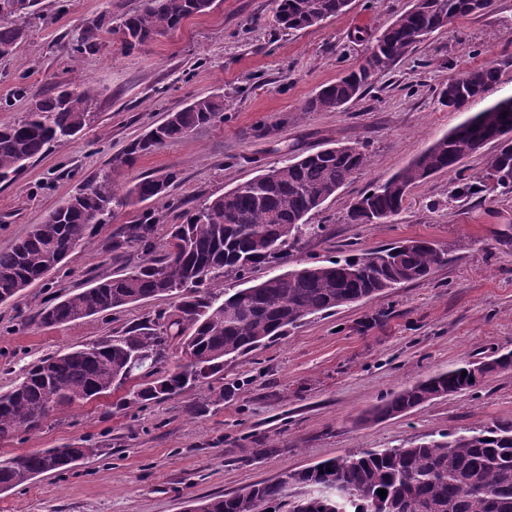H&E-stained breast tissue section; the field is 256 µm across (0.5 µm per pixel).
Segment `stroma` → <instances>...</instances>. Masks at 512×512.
Returning <instances> with one entry per match:
<instances>
[{
	"instance_id": "35a3bbf8",
	"label": "stroma",
	"mask_w": 512,
	"mask_h": 512,
	"mask_svg": "<svg viewBox=\"0 0 512 512\" xmlns=\"http://www.w3.org/2000/svg\"><path fill=\"white\" fill-rule=\"evenodd\" d=\"M141 0H41L17 53L0 59V126L14 123L36 97L84 80L99 94L87 127L31 159L0 183V250L9 248L167 113L194 97L220 93L224 116L114 169L124 183L162 169L178 210L160 209L158 231L183 211L223 194L284 157L360 143L368 165L311 217L324 225L295 260L339 259L411 238L448 249V262L424 281L305 319L288 336L224 364L235 394L192 415L204 392L121 407V392L50 417L40 430L0 438V457L46 448H92L95 456L58 474L0 491V512H186L191 499L232 494L282 472L424 435L512 419V369L478 389L438 398L402 416L364 421L365 412L414 381L464 359L512 351V195L453 193L455 178L486 175L487 151L465 158L458 176L435 175L413 188L386 224H350L364 190L405 167L434 141L495 102L512 97V0L455 20L431 34L359 101L329 112L303 106L319 88L358 67L371 41L411 0H351L346 12L288 31L274 0H214L174 32L125 53L118 34L100 30L97 49L71 62L67 49L100 18L119 17ZM495 64L500 79L485 98L458 111L438 90L449 76ZM138 206L115 210L92 244L19 297L0 303V390L19 383L35 361L112 335L171 311L154 298L59 326L36 315L50 299L121 274L135 256L108 251Z\"/></svg>"
}]
</instances>
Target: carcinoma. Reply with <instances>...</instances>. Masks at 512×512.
I'll use <instances>...</instances> for the list:
<instances>
[{
  "mask_svg": "<svg viewBox=\"0 0 512 512\" xmlns=\"http://www.w3.org/2000/svg\"><path fill=\"white\" fill-rule=\"evenodd\" d=\"M38 0H0V57L15 54L27 23L39 17ZM214 0H142L120 17L113 32L131 52L175 31L186 18L206 12ZM351 0H275V19L303 29L342 14ZM479 13L476 0H413L412 6L372 42L358 70L323 86L304 105L306 112L332 111L362 98L375 75L413 54L424 38L454 20ZM493 64L467 70L439 91L443 106L458 110L498 82ZM97 94L86 81L35 100L14 124L0 129V182H10L26 162L52 143L67 140L90 122ZM224 111V96H198L167 113L162 123L113 159L130 165L162 145L185 138ZM487 176L512 194V98L477 113L442 136L409 165L362 192L347 212L350 224H385L402 210L411 188L439 173H451L487 144ZM359 143L338 144L287 158L233 189L206 199L169 225L164 254L155 251V212L112 237V251L141 253L129 271L100 278L60 296L39 311L43 326L107 313L156 297L175 299L169 315L128 325L111 336L31 364L22 381L0 393V437L20 428L36 430L58 411L134 385L123 405L164 399L187 387L210 385L224 362L288 334L316 314L372 299L400 285L418 282L448 262V250L427 240H407L360 250L343 259L300 263L229 293L224 275L248 278L260 265L287 262L288 249L324 230L310 216L336 195L345 181L366 167ZM177 172L156 171L119 191L112 173L96 174L29 234L0 251V303L42 282L68 254L88 242L95 226L116 207L165 202ZM459 364L418 380L382 400L374 420L400 416L436 398L474 390L481 382ZM467 376H462V372ZM232 389H210L192 408L195 415L218 405ZM66 448H48L0 458V491L73 467ZM325 472H320V469ZM387 490V497L378 490ZM512 512V421L428 434L408 445L329 458L257 482L231 494L198 500L188 512Z\"/></svg>",
  "mask_w": 512,
  "mask_h": 512,
  "instance_id": "1",
  "label": "carcinoma"
}]
</instances>
